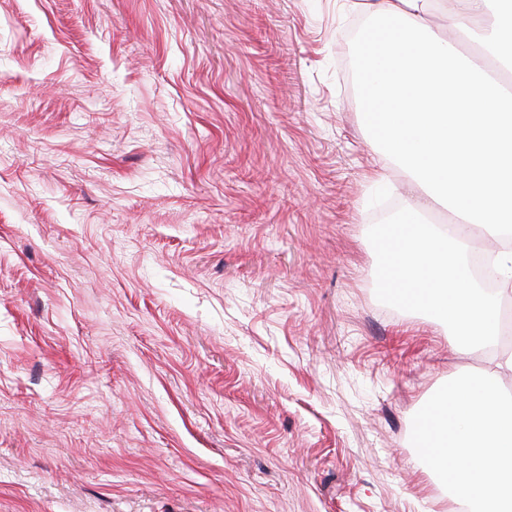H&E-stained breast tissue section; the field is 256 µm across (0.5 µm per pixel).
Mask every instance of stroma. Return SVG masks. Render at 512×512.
<instances>
[{"mask_svg": "<svg viewBox=\"0 0 512 512\" xmlns=\"http://www.w3.org/2000/svg\"><path fill=\"white\" fill-rule=\"evenodd\" d=\"M353 0H0V512H453L484 372L381 303Z\"/></svg>", "mask_w": 512, "mask_h": 512, "instance_id": "1", "label": "stroma"}]
</instances>
